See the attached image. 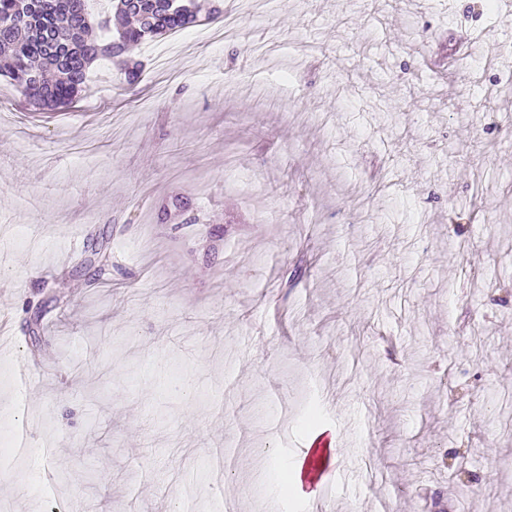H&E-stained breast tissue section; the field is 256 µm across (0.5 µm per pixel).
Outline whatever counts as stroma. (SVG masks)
<instances>
[{
	"label": "stroma",
	"instance_id": "1",
	"mask_svg": "<svg viewBox=\"0 0 512 512\" xmlns=\"http://www.w3.org/2000/svg\"><path fill=\"white\" fill-rule=\"evenodd\" d=\"M203 2L236 31L142 43L135 85L103 58L51 110L0 76V418L46 449L0 503L512 512V17ZM320 429L322 492L280 493Z\"/></svg>",
	"mask_w": 512,
	"mask_h": 512
}]
</instances>
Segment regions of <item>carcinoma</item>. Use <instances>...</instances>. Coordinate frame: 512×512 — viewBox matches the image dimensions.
Listing matches in <instances>:
<instances>
[{
	"instance_id": "obj_1",
	"label": "carcinoma",
	"mask_w": 512,
	"mask_h": 512,
	"mask_svg": "<svg viewBox=\"0 0 512 512\" xmlns=\"http://www.w3.org/2000/svg\"><path fill=\"white\" fill-rule=\"evenodd\" d=\"M92 0H0V75L39 104L72 102L91 64L120 58L142 42L196 22L198 0H112L113 16L95 18Z\"/></svg>"
}]
</instances>
